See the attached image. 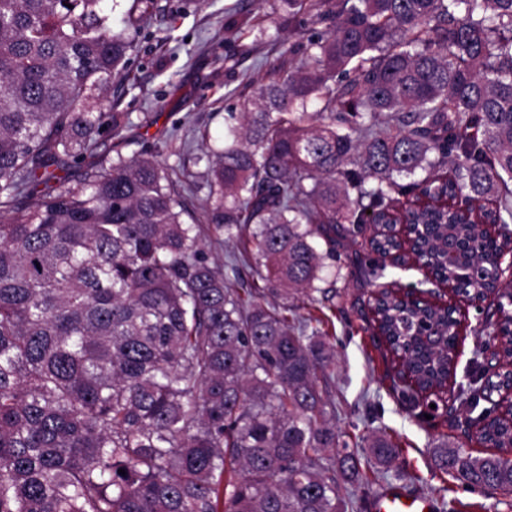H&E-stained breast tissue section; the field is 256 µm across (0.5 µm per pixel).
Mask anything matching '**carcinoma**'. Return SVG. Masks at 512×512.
<instances>
[{"instance_id": "carcinoma-1", "label": "carcinoma", "mask_w": 512, "mask_h": 512, "mask_svg": "<svg viewBox=\"0 0 512 512\" xmlns=\"http://www.w3.org/2000/svg\"><path fill=\"white\" fill-rule=\"evenodd\" d=\"M109 2L0 0V512H363L342 488L399 449L385 432L367 457L340 441L333 349L295 300L369 224L385 228L376 252L400 249L402 217L456 295L500 288L482 221L512 222V0H284L279 30L308 15L323 34L266 61L196 156L198 214L157 154L95 160L130 124L106 106L157 9ZM248 22L227 13L224 32ZM73 164L80 187L34 193ZM418 187L434 202L405 206ZM226 239L245 248L222 266L206 243ZM226 268L262 286L233 288ZM372 311L405 356L401 395L445 389L457 309L385 291ZM482 415L479 441L512 448V418ZM433 457L512 495V459L446 442Z\"/></svg>"}]
</instances>
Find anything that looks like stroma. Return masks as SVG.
I'll list each match as a JSON object with an SVG mask.
<instances>
[{
    "instance_id": "stroma-1",
    "label": "stroma",
    "mask_w": 512,
    "mask_h": 512,
    "mask_svg": "<svg viewBox=\"0 0 512 512\" xmlns=\"http://www.w3.org/2000/svg\"><path fill=\"white\" fill-rule=\"evenodd\" d=\"M239 0H160L163 11L142 28L130 66L131 90L120 111L130 123L118 137L105 138L99 152L132 158L145 150L157 153L169 166L185 165L189 174L202 172L193 154L178 156L181 141L196 130L219 137L224 132L228 109L240 107L246 89L243 78L263 59L276 58L279 46L269 39L280 15L283 0H249L254 24L241 37L225 38V9ZM266 39H258V30ZM339 261L327 262L320 292L300 297L298 312L323 321L335 353V382L327 393L336 425L346 441L355 443L385 429L400 446V455L385 473H371L366 483L350 486V493L371 500L387 488L404 497L425 496L435 504H447L450 512H512V497L486 496L466 488L436 470L434 446L441 442L460 445L476 455L488 454L478 444L471 426L476 413L456 401L459 385H466L493 363L494 333L498 321V297L488 295L472 303L457 299L460 334L457 339L456 376L450 379L448 407L425 419V406L401 398L398 361L375 332L370 301L375 287L392 290L417 286L433 290L416 267L391 258L377 259L376 277L368 279L358 263L371 256L368 237L356 245L341 244Z\"/></svg>"
}]
</instances>
